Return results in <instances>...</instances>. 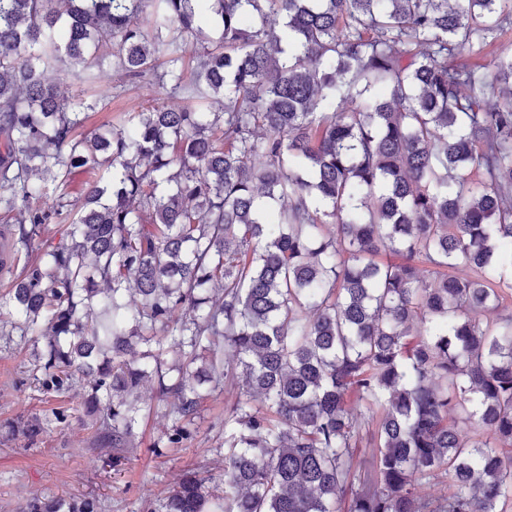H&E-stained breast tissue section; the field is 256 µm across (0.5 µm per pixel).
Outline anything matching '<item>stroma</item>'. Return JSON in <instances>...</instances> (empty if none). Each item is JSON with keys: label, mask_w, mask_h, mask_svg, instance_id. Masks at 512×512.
<instances>
[{"label": "stroma", "mask_w": 512, "mask_h": 512, "mask_svg": "<svg viewBox=\"0 0 512 512\" xmlns=\"http://www.w3.org/2000/svg\"><path fill=\"white\" fill-rule=\"evenodd\" d=\"M67 82L98 103L84 126L88 132L122 123L127 112L142 105L178 109L188 103L184 95L171 93L157 82L131 80L113 72L95 85L72 74ZM31 352V344L20 336L0 340V512H19L34 497L93 498L101 512H142L145 506L158 505L184 469L210 470L221 462L224 399L217 396L204 400L195 437L183 447H164L171 420L158 412L139 426L138 447L128 460L116 467L106 465L91 417L75 408L82 387L61 397L43 393L32 376ZM52 408L70 410L66 424L49 425L34 440L15 432L17 421ZM157 442L162 445L158 451L153 448Z\"/></svg>", "instance_id": "obj_1"}]
</instances>
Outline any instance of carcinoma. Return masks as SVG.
<instances>
[{
	"mask_svg": "<svg viewBox=\"0 0 512 512\" xmlns=\"http://www.w3.org/2000/svg\"><path fill=\"white\" fill-rule=\"evenodd\" d=\"M511 29L512 0H0V244L27 255L0 249V335L43 343V392L87 388L115 466L150 379L166 448L224 395V486L189 469L158 512H507L512 318L472 314L512 291ZM108 44L224 108L80 133L97 103L46 72Z\"/></svg>",
	"mask_w": 512,
	"mask_h": 512,
	"instance_id": "carcinoma-1",
	"label": "carcinoma"
}]
</instances>
